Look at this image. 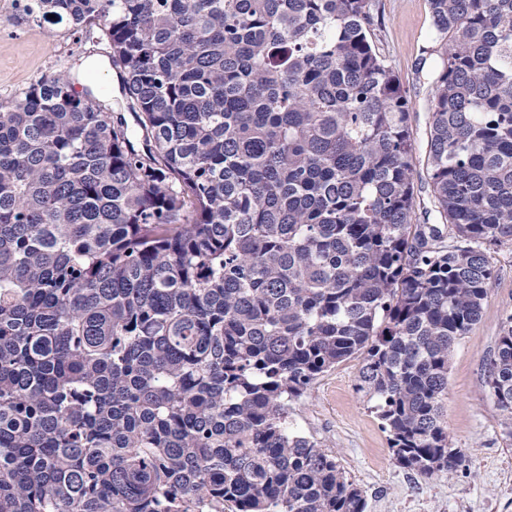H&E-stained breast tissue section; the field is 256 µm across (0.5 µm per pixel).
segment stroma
Returning a JSON list of instances; mask_svg holds the SVG:
<instances>
[{"label":"stroma","mask_w":512,"mask_h":512,"mask_svg":"<svg viewBox=\"0 0 512 512\" xmlns=\"http://www.w3.org/2000/svg\"><path fill=\"white\" fill-rule=\"evenodd\" d=\"M371 32L410 100L415 142V212L437 223L426 173L430 101L442 63L429 0H370ZM99 30L72 32L25 19L14 0H0V105L8 107L37 81L69 76L76 89L101 92L106 111L123 109L124 95L112 67L87 72L88 57L100 55ZM495 276L482 316L455 347L448 367L444 421L467 469L427 479L402 468L372 401L355 389L359 362L350 359L324 373L291 404L297 432L336 453L347 476L365 492L366 512H512V437L494 407L483 361L512 315V247L491 250Z\"/></svg>","instance_id":"stroma-1"}]
</instances>
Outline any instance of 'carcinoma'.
<instances>
[{
    "instance_id": "1",
    "label": "carcinoma",
    "mask_w": 512,
    "mask_h": 512,
    "mask_svg": "<svg viewBox=\"0 0 512 512\" xmlns=\"http://www.w3.org/2000/svg\"><path fill=\"white\" fill-rule=\"evenodd\" d=\"M416 218L370 0H28L105 29L126 112L70 77L0 111V512H366L292 401L360 361L394 459L467 467L448 366L512 246V0H429ZM512 437V315L485 360Z\"/></svg>"
}]
</instances>
